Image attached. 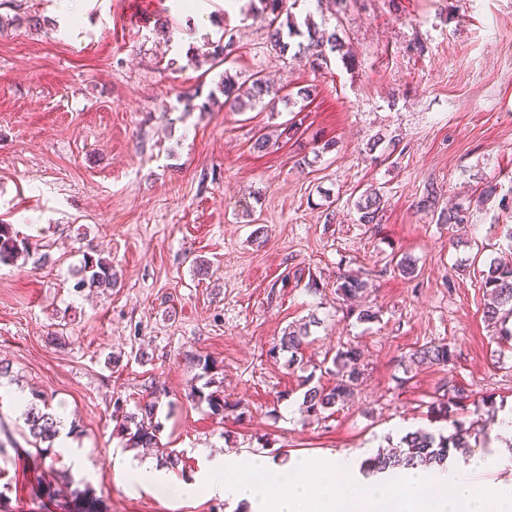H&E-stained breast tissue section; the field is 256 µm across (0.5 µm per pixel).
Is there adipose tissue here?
<instances>
[{"mask_svg":"<svg viewBox=\"0 0 512 512\" xmlns=\"http://www.w3.org/2000/svg\"><path fill=\"white\" fill-rule=\"evenodd\" d=\"M473 457L460 469L409 475V492L396 495L373 481H355L356 468L345 456L311 463L276 464L267 459L222 456L212 460L200 481L175 484L176 494H217L242 512H512V485L502 486L496 500L479 493L469 473L486 466Z\"/></svg>","mask_w":512,"mask_h":512,"instance_id":"adipose-tissue-1","label":"adipose tissue"}]
</instances>
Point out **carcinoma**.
<instances>
[{
  "label": "carcinoma",
  "mask_w": 512,
  "mask_h": 512,
  "mask_svg": "<svg viewBox=\"0 0 512 512\" xmlns=\"http://www.w3.org/2000/svg\"><path fill=\"white\" fill-rule=\"evenodd\" d=\"M259 7L255 12L265 16L272 26L271 44L274 49L284 51L289 47L286 39L300 37L298 52L311 59V63L321 66L327 63V51H336L340 48V39L336 32L328 33L316 26H307L301 31L294 24L280 21L285 8V0H258ZM231 53V43H216L211 49L201 53L206 60L219 63L226 61ZM220 90L224 94V105L238 112L253 109L258 105L266 104L270 112H275L280 101L279 90L256 76L251 85L242 88L234 76L224 73L220 82ZM269 101H264V98ZM358 221L361 224L379 223V214L383 210V201L380 194L374 189H368L355 203ZM439 221L443 224H465L468 222V208L458 205L454 208L443 209L439 213ZM31 256L28 241L18 236L11 224L0 223V264H11L19 259ZM78 280L75 288L85 286L93 288L111 289L116 283V274L112 262L90 253L83 255V261L77 270ZM483 288L488 297L485 304V317L496 323L503 322L499 336L512 340V328L504 326L506 319H512V264L501 260L489 262L487 270L482 275ZM367 283L359 278H347L338 291L345 297H357L362 294ZM319 323V319L310 316L303 323L290 325L284 330L279 343L274 345L269 353L276 356L282 352L290 353L287 366L296 370L304 365L302 347L309 336V327ZM360 351L358 347L349 344L336 351L332 364L336 368V381L332 385L311 384V376L302 380L305 386L303 392L301 411L307 416L319 417L325 413L334 414L337 405L350 398L360 385L361 371L358 366ZM453 360L452 351L446 344H433L414 350L408 357L409 366L421 367L423 365L446 366ZM164 391L152 390L146 398L135 404V410H123L125 400L118 398L114 401V412L121 413L120 421L116 423L118 434L124 442V447L130 449L153 448L157 452V460L162 466L175 468L181 462L180 452L160 442L161 425L156 421V407ZM197 402L207 403L214 415L224 413L227 402L217 392L208 394L197 389L194 391ZM467 398L464 390L453 388L448 400L441 401L433 408L435 418L451 423L453 432L447 436L435 435L422 428L407 432L400 440V445L387 451L380 452L364 463V470L369 473L390 475L397 470L409 468H432L447 463L452 448H468L471 429L458 419L452 418V408L460 407L461 401ZM25 423L29 436L41 459L56 461L53 444L59 437L61 421L52 411L47 401L42 404H32L25 412Z\"/></svg>",
  "instance_id": "obj_1"
}]
</instances>
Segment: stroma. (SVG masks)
<instances>
[{
    "mask_svg": "<svg viewBox=\"0 0 512 512\" xmlns=\"http://www.w3.org/2000/svg\"><path fill=\"white\" fill-rule=\"evenodd\" d=\"M287 11L341 37L328 66L273 51L248 0H0V221L50 256L0 265V360L11 365L0 512H84L40 493L51 473L13 402L34 390L80 428L61 460L94 512H236L219 496L124 480L142 452L124 449L112 403L153 387L183 480L203 475L204 449L361 462L406 432H450L430 407L454 385L467 395L456 418L491 443L451 451L449 465L485 453L477 489L512 484V438L497 422L512 411V346L485 321L480 283L491 259L512 258V0H297ZM26 15L45 27L14 25ZM225 33V66L189 62ZM226 71L310 88L296 136L280 135L294 117L284 107L186 111L185 97L207 98ZM259 131L277 143L253 151ZM430 185L439 208L470 202L467 224L419 208ZM369 188L384 199L377 224L355 209ZM87 250L111 260L114 288L75 290ZM405 255L414 277L395 267ZM347 276L367 280L360 305L373 321L339 294ZM312 314L304 368L288 370L269 350ZM349 342L361 384L331 417L304 415L305 375L333 382L326 361ZM430 342L447 344L452 364L406 368ZM205 356L207 374L195 364ZM208 382L230 405L222 415L191 395Z\"/></svg>",
    "mask_w": 512,
    "mask_h": 512,
    "instance_id": "obj_1",
    "label": "stroma"
}]
</instances>
